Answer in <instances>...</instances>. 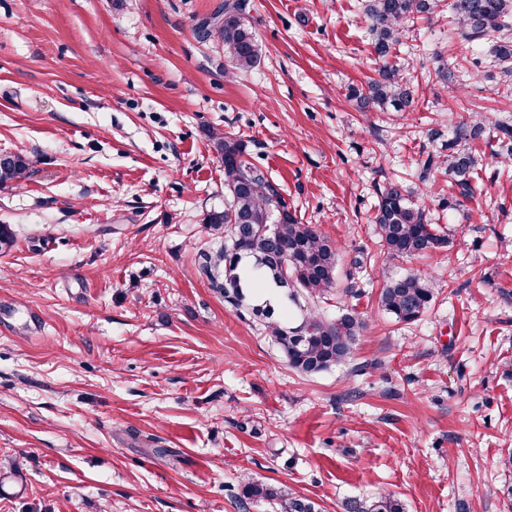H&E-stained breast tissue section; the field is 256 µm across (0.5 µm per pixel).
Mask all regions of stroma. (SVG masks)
<instances>
[{
    "instance_id": "1",
    "label": "stroma",
    "mask_w": 512,
    "mask_h": 512,
    "mask_svg": "<svg viewBox=\"0 0 512 512\" xmlns=\"http://www.w3.org/2000/svg\"><path fill=\"white\" fill-rule=\"evenodd\" d=\"M221 0H0V512H280L243 483L322 512L390 493L405 512H512V164L473 197L420 181L468 111L512 122L497 71L438 82L470 56L448 7L393 52L415 108L361 110L378 61L362 0H249L262 46L228 77L196 25ZM247 141L289 210L336 241L321 314L367 327L348 361L292 370L257 318L205 273L224 249L212 135ZM421 186L448 246L390 257L373 222L390 180ZM424 274L435 300L395 321L385 280ZM40 320L28 327L29 315ZM29 174V162L21 154H0V183L20 181ZM242 495L248 500L278 499L281 512H319V506L310 498L294 495L262 484L247 482L243 485Z\"/></svg>"
}]
</instances>
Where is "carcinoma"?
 Segmentation results:
<instances>
[{
    "mask_svg": "<svg viewBox=\"0 0 512 512\" xmlns=\"http://www.w3.org/2000/svg\"><path fill=\"white\" fill-rule=\"evenodd\" d=\"M436 7L437 0H366L372 44L383 64L377 78L352 90L362 107L382 112H407L413 107L407 67L390 65L386 58L404 36L405 24L428 18ZM247 9L248 0H224L198 26L199 38L214 37L223 44L228 75L252 69L261 56ZM450 10L455 37L477 51L489 47L490 62L499 69L500 88L512 97V0H451ZM488 123L484 116L459 121L448 139V152L430 154L421 163L420 180L434 168L444 169L459 195L471 196L485 161V153L473 143L483 139ZM493 129V156L511 162L512 124L495 122ZM213 144L224 165L225 202L224 208L207 211L204 223L224 229L231 240L224 246V281L218 288L235 307L267 320L269 335L291 368L312 375L343 364L365 329L364 320L349 309L328 319L300 301L303 295L321 296L336 284V242L290 212L278 188L249 160L244 140L217 136ZM28 174L26 157L0 154V183L20 181ZM374 222L393 257L416 256L448 245V234L429 221L425 205L399 180L388 181L379 190ZM284 264L288 282L281 273ZM433 297L429 281L409 273L386 282L379 305L400 322H414L427 312ZM242 495L248 500L277 499L282 512H319L306 496L254 482L243 485ZM345 512H404V506L394 496L384 495L351 500Z\"/></svg>",
    "mask_w": 512,
    "mask_h": 512,
    "instance_id": "carcinoma-1",
    "label": "carcinoma"
}]
</instances>
